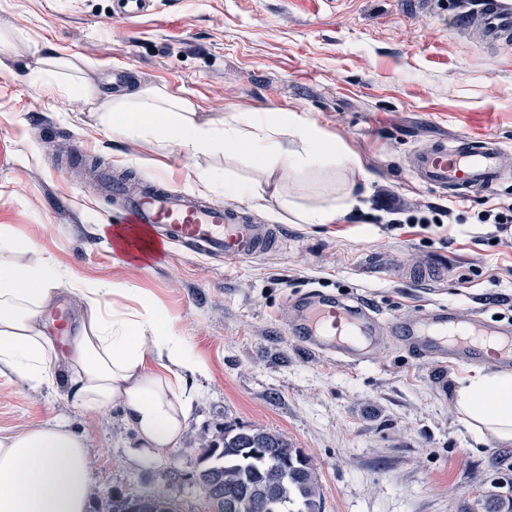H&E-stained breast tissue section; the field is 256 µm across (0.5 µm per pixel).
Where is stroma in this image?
Returning a JSON list of instances; mask_svg holds the SVG:
<instances>
[{
  "label": "stroma",
  "instance_id": "1",
  "mask_svg": "<svg viewBox=\"0 0 512 512\" xmlns=\"http://www.w3.org/2000/svg\"><path fill=\"white\" fill-rule=\"evenodd\" d=\"M110 0H0V226L86 281L138 289L158 304L205 366L191 378L193 407L178 447L142 448L118 409L85 415L60 390H34L0 374V434L51 418L85 437L102 498L173 497L179 512H212L197 482L196 449L225 425L262 428L302 449L316 468L320 512H483L491 493L512 497V447L476 443L453 404L474 366L439 364L387 343L370 362L342 364L306 351L285 322L293 299L317 289L415 319L435 308L512 327V245L487 242L479 212L512 204V177L460 199L422 184L414 151L459 134L496 136L512 150V45L493 47L456 29L455 0H157L135 21ZM53 69L37 88L34 70ZM122 67L126 82L113 86ZM154 89L191 102L196 122L232 112L306 113L357 166L272 178L297 208L334 204L347 185L357 213L305 224L271 192L239 199L273 225L278 249L227 262L168 246L144 265L116 251L105 227L112 203L79 175L76 143L133 181L165 173L193 189L212 171L240 182L260 175L247 153L187 158L162 138L113 132V97ZM68 146L56 155L54 145ZM452 209L444 224H378L372 198Z\"/></svg>",
  "mask_w": 512,
  "mask_h": 512
}]
</instances>
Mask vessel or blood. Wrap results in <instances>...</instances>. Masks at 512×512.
<instances>
[{
    "instance_id": "b4317fda",
    "label": "vessel or blood",
    "mask_w": 512,
    "mask_h": 512,
    "mask_svg": "<svg viewBox=\"0 0 512 512\" xmlns=\"http://www.w3.org/2000/svg\"><path fill=\"white\" fill-rule=\"evenodd\" d=\"M155 0H112V8L134 20L153 11ZM482 34L489 40L512 37V0H477ZM505 149L493 137L459 136L452 144L439 143L414 156L412 167L427 186L460 197L493 190L505 177ZM104 186L119 201L115 218L136 250L158 245L198 244L225 260L253 258L275 248L278 233L272 227L241 219L236 205L215 201L200 204L192 197L165 187L126 196L120 182ZM299 315L290 333L308 350L342 363L365 359L369 348L405 341L420 354L440 363L489 367L512 364V332L475 318L460 320L452 311L435 309L418 319L380 320L363 304H350L312 293L298 304Z\"/></svg>"
}]
</instances>
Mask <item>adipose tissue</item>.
<instances>
[{
	"mask_svg": "<svg viewBox=\"0 0 512 512\" xmlns=\"http://www.w3.org/2000/svg\"><path fill=\"white\" fill-rule=\"evenodd\" d=\"M193 112L188 101L133 90L113 99L105 120L113 131L161 137L190 155L247 149L265 176L277 168L355 164L335 138L295 112L268 119L236 113L218 123L196 122ZM288 134L301 151L280 152L278 140ZM5 250L16 258L0 260V369L34 389L60 388L82 413L120 409L143 447H177L192 404L187 377L201 366L162 310L146 299L128 313L108 309L118 293L112 284L73 278L48 258L21 262L31 244L0 226ZM64 282L82 308L61 343L50 311ZM453 402L475 442L512 445V370L476 371L458 381ZM92 489L86 440L65 422L0 435V512H87Z\"/></svg>",
	"mask_w": 512,
	"mask_h": 512,
	"instance_id": "1",
	"label": "adipose tissue"
}]
</instances>
